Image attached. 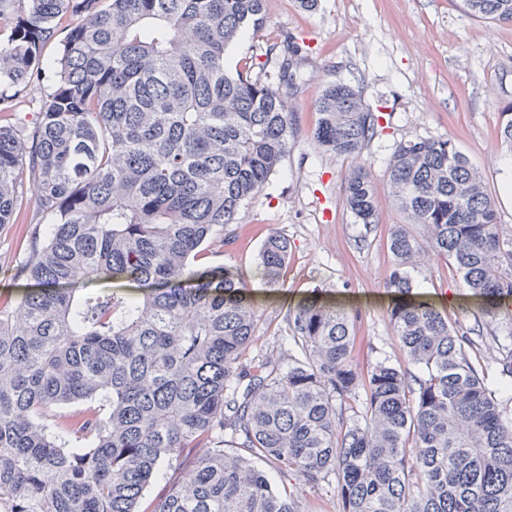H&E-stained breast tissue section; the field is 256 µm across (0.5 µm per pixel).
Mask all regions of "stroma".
Returning a JSON list of instances; mask_svg holds the SVG:
<instances>
[{
    "instance_id": "obj_1",
    "label": "stroma",
    "mask_w": 512,
    "mask_h": 512,
    "mask_svg": "<svg viewBox=\"0 0 512 512\" xmlns=\"http://www.w3.org/2000/svg\"><path fill=\"white\" fill-rule=\"evenodd\" d=\"M266 10V29L234 45L226 64L235 67L256 46L285 33L304 40L308 53L292 100L297 145L231 225L233 243L210 244L201 261L244 275L261 314L255 350L263 357L287 364V311L318 289L329 299L346 298L355 315L359 368L382 359L410 368L388 318L389 235L404 216L392 197L387 163L399 141L452 138L482 173L502 231L512 237V156L501 152L496 139L500 109L512 103V24L474 18L460 0H319L311 12L300 9L297 0H267ZM336 79L351 83L389 119L355 161L321 154L308 143L317 119L314 103ZM358 161L370 166L375 182L378 222L369 228L341 203L343 176ZM32 197L25 191L16 223L0 226L4 305L27 287L14 270L28 256ZM274 232L287 236L292 250L280 288L270 291L263 284L259 251ZM412 276L417 293L470 329L467 355L512 419V376L502 366L512 327L505 319L481 315L447 262L422 255Z\"/></svg>"
}]
</instances>
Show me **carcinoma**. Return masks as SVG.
<instances>
[{"label": "carcinoma", "instance_id": "1", "mask_svg": "<svg viewBox=\"0 0 512 512\" xmlns=\"http://www.w3.org/2000/svg\"><path fill=\"white\" fill-rule=\"evenodd\" d=\"M265 2L0 0V224L15 223L27 182L45 225L16 269L31 287L0 305V512H140L161 467L191 450L153 512H297L300 484L332 489L342 512H512V422L459 323L414 298L411 269L432 253L512 324V239L452 139L401 141L387 169L406 218L390 239L388 316L419 376L387 359L358 369L353 318L316 293L289 310L288 369L253 354L246 279L197 264L296 146L297 37L225 66L267 27ZM462 5L512 24V0ZM37 87L30 127L18 110ZM315 111L323 154L357 158L382 131L384 114L342 80ZM501 117L512 153V103ZM343 203L378 223L366 165L345 173ZM290 253L282 234L263 242L267 287ZM112 281L153 287L101 286ZM78 403L82 415L66 412Z\"/></svg>", "mask_w": 512, "mask_h": 512}]
</instances>
